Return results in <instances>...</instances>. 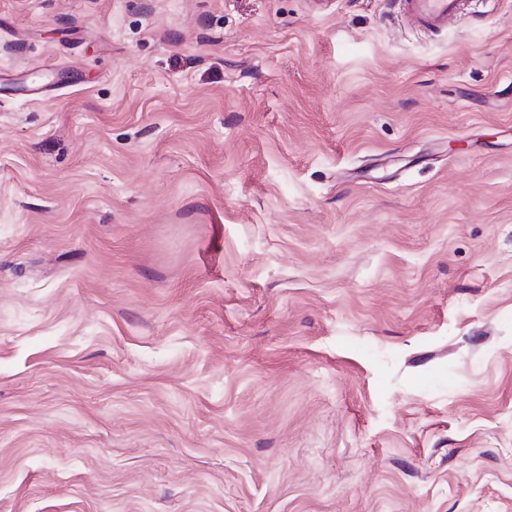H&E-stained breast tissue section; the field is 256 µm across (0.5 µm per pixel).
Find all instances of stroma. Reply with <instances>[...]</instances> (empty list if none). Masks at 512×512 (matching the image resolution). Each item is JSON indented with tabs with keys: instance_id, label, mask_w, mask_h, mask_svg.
Wrapping results in <instances>:
<instances>
[{
	"instance_id": "1",
	"label": "stroma",
	"mask_w": 512,
	"mask_h": 512,
	"mask_svg": "<svg viewBox=\"0 0 512 512\" xmlns=\"http://www.w3.org/2000/svg\"><path fill=\"white\" fill-rule=\"evenodd\" d=\"M0 512H512V0H0ZM463 0H403V14L412 25L437 29L457 18Z\"/></svg>"
}]
</instances>
